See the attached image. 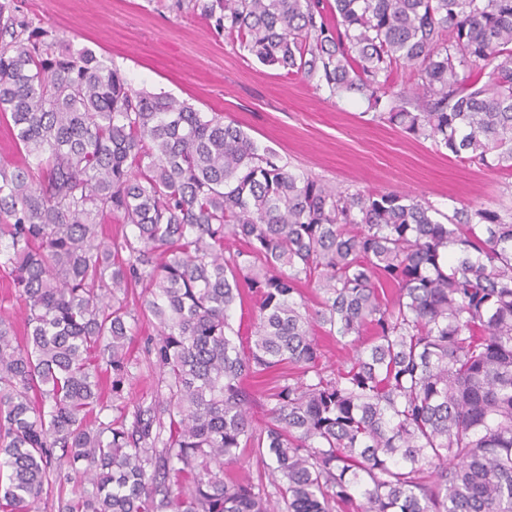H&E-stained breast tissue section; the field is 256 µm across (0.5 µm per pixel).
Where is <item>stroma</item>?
Returning a JSON list of instances; mask_svg holds the SVG:
<instances>
[{
	"mask_svg": "<svg viewBox=\"0 0 512 512\" xmlns=\"http://www.w3.org/2000/svg\"><path fill=\"white\" fill-rule=\"evenodd\" d=\"M172 0H16L74 48L120 69L134 88L223 113L290 169L342 189H377L441 211L481 203L512 217V173L468 167L427 141L363 118L365 100L326 98L259 63Z\"/></svg>",
	"mask_w": 512,
	"mask_h": 512,
	"instance_id": "stroma-1",
	"label": "stroma"
}]
</instances>
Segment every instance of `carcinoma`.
I'll use <instances>...</instances> for the list:
<instances>
[{
  "instance_id": "cac0c4a2",
  "label": "carcinoma",
  "mask_w": 512,
  "mask_h": 512,
  "mask_svg": "<svg viewBox=\"0 0 512 512\" xmlns=\"http://www.w3.org/2000/svg\"><path fill=\"white\" fill-rule=\"evenodd\" d=\"M281 75L512 170V0H174ZM413 94L394 91L399 72ZM0 512H512V222L292 171L0 0ZM111 217L131 233L105 236ZM317 293L310 311L304 289ZM256 296L252 344L229 312ZM157 336L129 345L140 318ZM348 347L327 375L314 331ZM158 368L129 406L141 361ZM279 374L252 424L247 379ZM256 476L233 471L242 449ZM90 484L72 497L68 483ZM3 298L4 301H2ZM0 304L2 305V308L5 307L7 312H9L19 323L22 322L25 316L22 303L16 298L14 288L12 284H10L9 278L5 277V274L2 272H0Z\"/></svg>"
}]
</instances>
